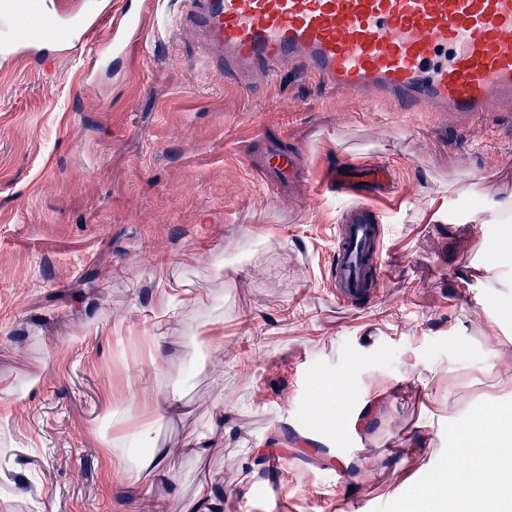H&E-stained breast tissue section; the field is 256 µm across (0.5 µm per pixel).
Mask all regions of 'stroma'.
<instances>
[{"label": "stroma", "mask_w": 512, "mask_h": 512, "mask_svg": "<svg viewBox=\"0 0 512 512\" xmlns=\"http://www.w3.org/2000/svg\"><path fill=\"white\" fill-rule=\"evenodd\" d=\"M83 64L0 68V512H146L108 444L151 421L174 450L172 512L209 480L224 512H401L403 448L433 455L488 399L512 406L487 361L492 341L512 360V266L482 269L504 244L484 206L512 196V136L227 76L184 29H150L92 82ZM273 149L294 177L267 167ZM340 162L394 177L368 304L338 303L325 276ZM353 360L356 387L391 382L386 409L304 446L313 372ZM161 388L188 416L156 421ZM220 411L229 435L184 452Z\"/></svg>", "instance_id": "35a3bbf8"}]
</instances>
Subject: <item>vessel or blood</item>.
Returning <instances> with one entry per match:
<instances>
[{
  "label": "vessel or blood",
  "instance_id": "b4317fda",
  "mask_svg": "<svg viewBox=\"0 0 512 512\" xmlns=\"http://www.w3.org/2000/svg\"><path fill=\"white\" fill-rule=\"evenodd\" d=\"M180 27L198 31L210 57L228 73L275 80L294 72L321 90L361 105L387 103L400 112H439L470 130L490 119L512 128V0H185ZM144 13L119 18L102 0H35L0 10V65H39L91 42L93 76L141 44ZM380 165L333 167L330 187L368 182L387 187ZM376 209L352 205L336 227L327 278L339 302L365 290L381 268Z\"/></svg>",
  "mask_w": 512,
  "mask_h": 512
}]
</instances>
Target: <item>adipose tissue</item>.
Returning a JSON list of instances; mask_svg holds the SVG:
<instances>
[{
	"label": "adipose tissue",
	"mask_w": 512,
	"mask_h": 512,
	"mask_svg": "<svg viewBox=\"0 0 512 512\" xmlns=\"http://www.w3.org/2000/svg\"><path fill=\"white\" fill-rule=\"evenodd\" d=\"M356 364L333 374L315 373L309 389L312 425L332 433L358 424L354 410L358 395L381 404L390 385L370 378L357 390L351 377ZM155 427L141 426L134 439L144 452L136 464L117 457L121 480L150 503V512H166L168 504L157 488L168 476L169 448L156 445ZM426 476L419 482H404L399 489L402 512H512V410L498 402H486L474 422L458 429L454 444L440 449Z\"/></svg>",
	"instance_id": "adipose-tissue-1"
}]
</instances>
